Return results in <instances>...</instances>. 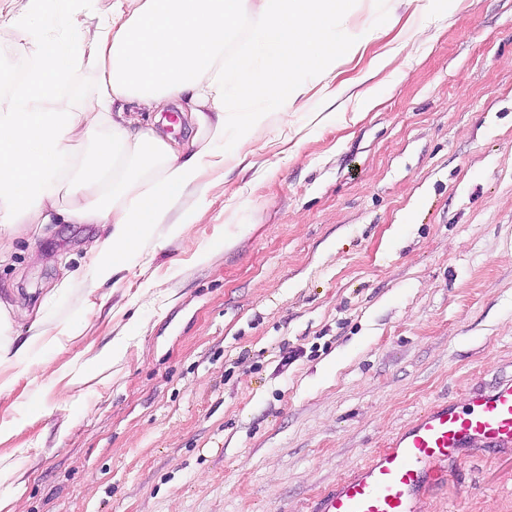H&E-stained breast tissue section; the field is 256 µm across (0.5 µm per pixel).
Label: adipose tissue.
<instances>
[{
    "instance_id": "adipose-tissue-1",
    "label": "adipose tissue",
    "mask_w": 512,
    "mask_h": 512,
    "mask_svg": "<svg viewBox=\"0 0 512 512\" xmlns=\"http://www.w3.org/2000/svg\"><path fill=\"white\" fill-rule=\"evenodd\" d=\"M45 0H27L13 17L36 63L0 98V261L24 234L46 224H106L91 250L87 276L98 287L123 270L153 230L168 223L186 191L224 167L218 148L227 126L249 132L265 124L252 102L280 104L279 127L307 107L297 77L332 81L342 42L336 22L356 0H111L107 14L71 18L66 41L46 39L33 20ZM254 13L248 42L232 57L224 47L240 18ZM95 77L80 111L58 103L73 68ZM176 103L199 134L183 150L143 123L141 111ZM84 154H75L76 146ZM29 337L16 344L14 328ZM48 322L0 303V367L28 359Z\"/></svg>"
}]
</instances>
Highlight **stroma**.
<instances>
[{
  "label": "stroma",
  "instance_id": "obj_1",
  "mask_svg": "<svg viewBox=\"0 0 512 512\" xmlns=\"http://www.w3.org/2000/svg\"><path fill=\"white\" fill-rule=\"evenodd\" d=\"M107 5L47 0L35 23L63 41ZM336 27L335 79L303 75L286 128L227 131L223 170L183 197L207 223L159 226L95 290L103 225L16 241L0 301L52 329L0 368V500L308 512L430 404L512 378V0H358ZM32 63L0 22V70ZM420 512H512V453L449 465Z\"/></svg>",
  "mask_w": 512,
  "mask_h": 512
}]
</instances>
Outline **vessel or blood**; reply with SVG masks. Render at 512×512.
Returning a JSON list of instances; mask_svg holds the SVG:
<instances>
[{"label":"vessel or blood","mask_w":512,"mask_h":512,"mask_svg":"<svg viewBox=\"0 0 512 512\" xmlns=\"http://www.w3.org/2000/svg\"><path fill=\"white\" fill-rule=\"evenodd\" d=\"M478 448L512 449V380L474 392L465 407L439 401L364 466L313 501L310 512H418L449 462Z\"/></svg>","instance_id":"vessel-or-blood-1"}]
</instances>
